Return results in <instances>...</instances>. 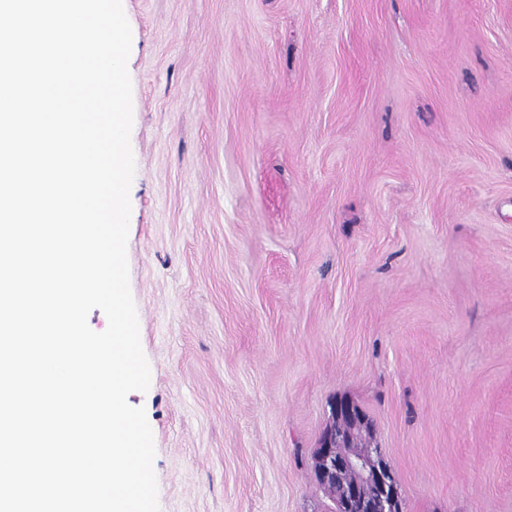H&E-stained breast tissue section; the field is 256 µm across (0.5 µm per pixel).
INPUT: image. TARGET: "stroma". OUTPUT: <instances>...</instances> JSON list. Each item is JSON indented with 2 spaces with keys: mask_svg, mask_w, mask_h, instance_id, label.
I'll return each mask as SVG.
<instances>
[{
  "mask_svg": "<svg viewBox=\"0 0 512 512\" xmlns=\"http://www.w3.org/2000/svg\"><path fill=\"white\" fill-rule=\"evenodd\" d=\"M160 512H329L355 401L402 512H512V0H125Z\"/></svg>",
  "mask_w": 512,
  "mask_h": 512,
  "instance_id": "obj_1",
  "label": "stroma"
}]
</instances>
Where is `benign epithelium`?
Instances as JSON below:
<instances>
[{
	"label": "benign epithelium",
	"mask_w": 512,
	"mask_h": 512,
	"mask_svg": "<svg viewBox=\"0 0 512 512\" xmlns=\"http://www.w3.org/2000/svg\"><path fill=\"white\" fill-rule=\"evenodd\" d=\"M330 412L332 423L313 452V468L321 486L337 489L332 512H401L398 481L379 446L365 437L360 450L337 453L352 447L353 430L372 429L369 415L342 396L330 402Z\"/></svg>",
	"instance_id": "7a95c632"
}]
</instances>
